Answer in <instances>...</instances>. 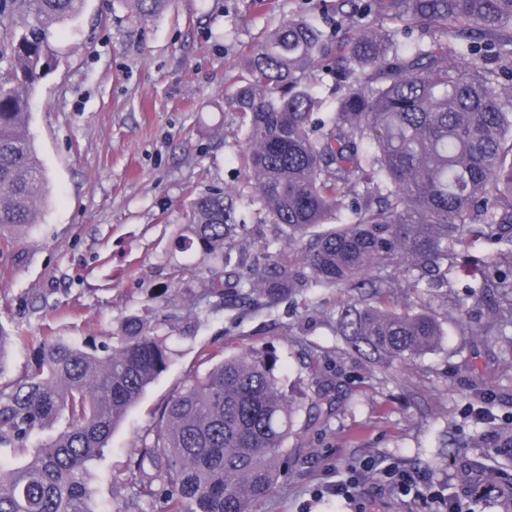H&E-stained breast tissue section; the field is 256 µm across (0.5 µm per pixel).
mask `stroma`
Segmentation results:
<instances>
[{
    "label": "stroma",
    "mask_w": 512,
    "mask_h": 512,
    "mask_svg": "<svg viewBox=\"0 0 512 512\" xmlns=\"http://www.w3.org/2000/svg\"><path fill=\"white\" fill-rule=\"evenodd\" d=\"M293 16L322 28L333 21L328 0H170L146 21L128 0H85L53 28L57 60L35 84L30 122L51 197L25 238L0 240V325L28 338L5 377L19 375L44 337L108 342L131 314L171 349L167 371L92 467L98 512H113L169 397L207 371L204 348L275 357L301 406L279 477L251 512H448V500L468 499L461 473L512 439V346L485 339L495 298L472 296L460 275L444 288L399 292L396 309L411 305L443 333L400 370L337 335L346 291L309 288L272 303L207 297L219 267L179 241L189 199L237 192L248 235L236 247L256 262L269 260L265 243L280 235L252 192L245 128L227 100L244 49ZM460 300L462 323L452 315ZM321 383L336 387L335 413L322 425L306 410ZM384 467L414 475L418 494H399L380 477ZM349 478L351 493H337Z\"/></svg>",
    "instance_id": "1"
}]
</instances>
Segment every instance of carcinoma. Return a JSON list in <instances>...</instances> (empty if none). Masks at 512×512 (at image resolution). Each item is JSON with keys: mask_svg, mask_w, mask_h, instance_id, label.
I'll return each instance as SVG.
<instances>
[{"mask_svg": "<svg viewBox=\"0 0 512 512\" xmlns=\"http://www.w3.org/2000/svg\"><path fill=\"white\" fill-rule=\"evenodd\" d=\"M84 0H0V238L26 235L42 211L47 178L29 132L34 83L51 69V27L74 19ZM157 15L167 0H128ZM371 18L331 35L303 17L249 48L230 104L246 128L252 188L295 256L257 266L231 250L244 235L235 193L195 197L183 244L234 264L229 288L270 302L309 287L357 289L367 299L336 310V329L357 353L406 366L441 336L430 316L388 308L402 288L448 286L460 272L479 292L512 299V277L491 279L484 262L457 263L455 246L512 236V0H338ZM418 30L412 47L399 32ZM334 73L336 112L316 114L313 92ZM350 209L343 222L339 213ZM336 223L321 233L319 224ZM512 309L495 311L485 335L504 336ZM25 340L0 327V376ZM170 362L156 329L129 315L112 344L88 350L46 338L24 371L0 385V512H94L90 467L112 432ZM277 360L245 350L186 380L158 416L155 440L139 449L129 483L154 512H249L279 471L300 408L282 390ZM319 388L310 408L332 412ZM64 419L43 446L29 435ZM476 471L512 490V475Z\"/></svg>", "mask_w": 512, "mask_h": 512, "instance_id": "cac0c4a2", "label": "carcinoma"}]
</instances>
